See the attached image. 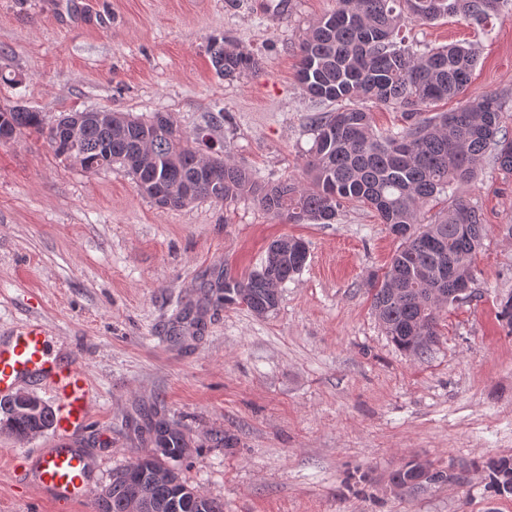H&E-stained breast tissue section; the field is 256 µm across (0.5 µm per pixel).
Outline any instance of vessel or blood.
<instances>
[{
  "instance_id": "vessel-or-blood-1",
  "label": "vessel or blood",
  "mask_w": 512,
  "mask_h": 512,
  "mask_svg": "<svg viewBox=\"0 0 512 512\" xmlns=\"http://www.w3.org/2000/svg\"><path fill=\"white\" fill-rule=\"evenodd\" d=\"M51 385L57 396L53 407L54 432L63 438L85 431L94 417L93 383L74 360L58 358L47 328L33 319L21 328L0 336V397L24 386ZM91 464L75 449H48L36 465L30 480L39 493L72 499L92 492Z\"/></svg>"
}]
</instances>
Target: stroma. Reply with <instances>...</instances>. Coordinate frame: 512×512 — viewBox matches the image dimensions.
Segmentation results:
<instances>
[{"label":"stroma","mask_w":512,"mask_h":512,"mask_svg":"<svg viewBox=\"0 0 512 512\" xmlns=\"http://www.w3.org/2000/svg\"><path fill=\"white\" fill-rule=\"evenodd\" d=\"M336 0H0V108L46 123L90 108L163 113L259 180H307L317 107L296 79L298 46ZM424 46L462 43L479 54L467 90L437 104L504 100L512 135V10L489 27L458 17L413 23ZM228 36L261 60L233 80L211 63ZM219 123H212V116ZM456 194L486 227L474 259L476 297L445 305L427 354L400 351L371 308L370 277L399 241L376 213L350 203L331 224H287L252 199L180 209L140 195L118 168L89 172L24 133L0 143V330L32 318L55 351L75 357L96 388L98 422L78 440L93 482L152 452L135 429L158 411L189 448L184 477L224 512H512L479 462L512 456V174L483 158ZM308 247L303 270L258 316L217 303L225 276L258 269L282 236ZM201 317L175 338L176 316ZM216 432L235 448H215ZM0 433V512H92L33 494L13 467L44 448ZM416 458L466 467L464 482L394 492L391 471Z\"/></svg>","instance_id":"obj_1"}]
</instances>
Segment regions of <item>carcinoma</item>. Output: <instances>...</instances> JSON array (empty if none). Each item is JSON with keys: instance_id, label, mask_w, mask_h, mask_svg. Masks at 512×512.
Masks as SVG:
<instances>
[{"instance_id": "cac0c4a2", "label": "carcinoma", "mask_w": 512, "mask_h": 512, "mask_svg": "<svg viewBox=\"0 0 512 512\" xmlns=\"http://www.w3.org/2000/svg\"><path fill=\"white\" fill-rule=\"evenodd\" d=\"M512 0H336V8L314 23L299 44L297 80L313 102L328 110L310 117L314 132L307 162L308 182L260 183L245 167L220 155L203 158L196 143L172 121L166 131L154 128V117L88 109L64 114L48 125L41 113L26 107L1 109L14 129L46 137L55 154L87 171L115 164L133 180L142 196L155 199L164 189L163 206L183 208L199 200L229 203L250 197L289 224H329L347 203H362L401 239L382 276H373L372 309L387 336L404 352L421 356L430 345L413 337L437 340V318H429L427 298L438 292L453 303L472 293L455 295L473 284L474 257L485 237L477 208L456 200L430 224L422 223L429 200L472 181L487 155L512 173V138L499 129V98L468 101L453 112L429 113L433 104L464 93L477 61L469 47L448 45L422 52L408 45L403 28L458 16L483 28ZM208 52L216 73L226 79L254 74L261 63L234 40H210ZM398 109L404 125L397 132L373 129L367 103ZM71 117L83 118L76 149L67 148L58 127ZM222 169L212 184L201 180L204 161ZM308 259L305 242L293 236L273 241L260 268L244 279L224 277L217 301L244 303L256 315L276 308L279 287L301 272ZM51 409L37 417L17 412L10 399L0 400V430L18 442L49 430ZM144 432L165 452L146 456L116 471L93 503L94 512H131L143 500L151 512H223V506L189 485L178 463L188 440L157 412L147 416ZM490 487L512 495V458L486 462ZM452 475L423 469L410 459L391 482L414 481L419 490L448 482Z\"/></svg>"}]
</instances>
